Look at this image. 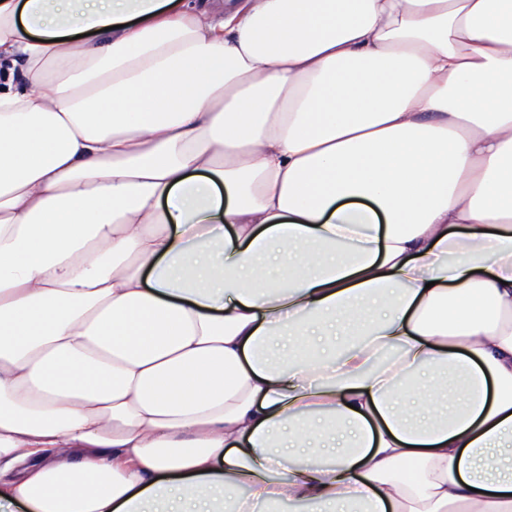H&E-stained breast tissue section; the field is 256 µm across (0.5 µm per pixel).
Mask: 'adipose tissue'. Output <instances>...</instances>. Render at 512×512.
<instances>
[{
	"instance_id": "adipose-tissue-1",
	"label": "adipose tissue",
	"mask_w": 512,
	"mask_h": 512,
	"mask_svg": "<svg viewBox=\"0 0 512 512\" xmlns=\"http://www.w3.org/2000/svg\"><path fill=\"white\" fill-rule=\"evenodd\" d=\"M512 512V0H0V512Z\"/></svg>"
}]
</instances>
